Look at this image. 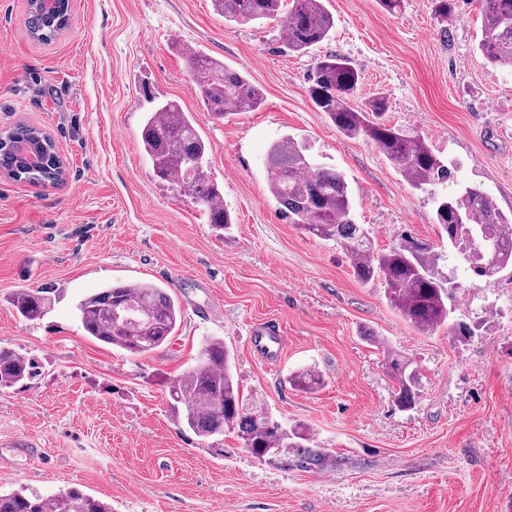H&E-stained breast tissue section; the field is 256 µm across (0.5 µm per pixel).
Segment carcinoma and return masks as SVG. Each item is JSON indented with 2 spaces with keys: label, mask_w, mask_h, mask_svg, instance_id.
Masks as SVG:
<instances>
[{
  "label": "carcinoma",
  "mask_w": 512,
  "mask_h": 512,
  "mask_svg": "<svg viewBox=\"0 0 512 512\" xmlns=\"http://www.w3.org/2000/svg\"><path fill=\"white\" fill-rule=\"evenodd\" d=\"M431 2L438 21L451 23L456 0ZM213 5L228 23L282 21L288 51L298 54L318 50L336 26L324 0H213ZM482 17L477 50L493 65L512 67V0H482ZM69 19V0H51L49 6L43 5V0H27L25 26L36 40L57 37ZM189 63L196 93L216 117L254 111L262 105L260 90L224 63L198 51L189 53ZM358 85L359 74L350 60L332 54L314 57L310 98L337 130L346 136L368 137L415 189L451 181L452 169L424 141L385 122V96L376 95L362 107L352 105ZM141 146L155 174L192 198L209 223L224 228L232 223L229 210L215 207L222 192L207 170L208 142L178 103L163 101L146 113ZM306 151L305 145L288 137L273 144L267 154L268 188L288 221L340 245L353 260L355 277L365 284L381 280L388 303L418 331L432 334L445 325L455 307L453 292L438 270L440 255L416 243L374 250L367 229L350 218L352 202L345 176L314 163ZM0 171L14 181L34 185L58 184L65 175L53 138L23 122L8 130L0 143ZM435 220L445 231L452 224H470L479 238L497 244L495 251L480 255L467 239L448 237V244L458 250L475 276L491 280L512 267V220L505 218L487 195L465 188L443 196L436 200ZM123 302L133 304L144 319L113 321L112 307ZM13 306L21 317L37 320L50 311L51 298L43 291L21 289L13 297ZM77 317L94 340L145 356L171 339L181 320V307L154 283L111 284L80 300ZM387 365L396 382L393 405L399 410L413 408L418 378L410 360L389 351ZM37 374L34 359L0 347V390ZM290 380L303 391L321 385L320 376L311 369L292 374ZM168 397L183 425L204 443L233 428L259 458L276 455L282 448H297L298 466L313 468L321 462L323 452L309 445L305 427L298 425L288 431L272 417L246 409L232 373L230 351L221 339L206 342L196 365L173 380ZM0 512H112V507L77 488L44 496L22 487L0 492Z\"/></svg>",
  "instance_id": "1"
}]
</instances>
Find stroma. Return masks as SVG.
Masks as SVG:
<instances>
[{
    "mask_svg": "<svg viewBox=\"0 0 512 512\" xmlns=\"http://www.w3.org/2000/svg\"><path fill=\"white\" fill-rule=\"evenodd\" d=\"M26 5L0 0V129L25 122L49 133L65 176L56 186L0 177V347L40 365L27 385L0 392V490L78 487L112 512H512V269L485 282L449 252L433 192L412 189L372 141L342 134L316 108L312 59L285 48L280 23H225L213 0H70L69 28L38 42ZM326 6L336 26L322 50L357 68V103L385 95L390 124L423 138L454 164L455 184L511 216L512 68L476 52L478 0H457L447 30L431 0H403L395 13L377 0ZM188 46L249 79L262 106L207 112ZM166 100L210 143L229 228L158 179L140 149L146 112ZM288 135L345 175L352 218L375 249L408 238L445 253L471 339L419 333L381 281L355 278L340 246L288 222L265 171L269 148ZM139 281L180 301L172 339L136 357L86 336L77 300ZM22 288L52 289L44 319L17 313ZM276 322L288 340L271 364L246 336ZM210 337L233 354L248 409L307 427L321 466L257 458L233 430L204 448L179 425L168 385ZM388 348L417 369L407 411L392 403ZM302 369L322 386L292 387Z\"/></svg>",
    "mask_w": 512,
    "mask_h": 512,
    "instance_id": "35a3bbf8",
    "label": "stroma"
}]
</instances>
